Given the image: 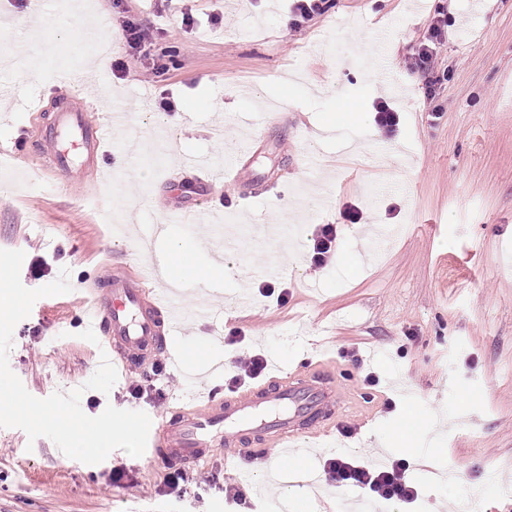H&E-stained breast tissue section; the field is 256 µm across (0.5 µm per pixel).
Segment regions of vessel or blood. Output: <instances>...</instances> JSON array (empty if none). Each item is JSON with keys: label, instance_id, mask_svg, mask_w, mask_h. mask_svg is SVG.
I'll use <instances>...</instances> for the list:
<instances>
[{"label": "vessel or blood", "instance_id": "b4317fda", "mask_svg": "<svg viewBox=\"0 0 512 512\" xmlns=\"http://www.w3.org/2000/svg\"><path fill=\"white\" fill-rule=\"evenodd\" d=\"M80 84V79H73L68 110L59 113L44 131L49 165L51 170L65 172L77 166L88 168L100 172L108 183L112 169L103 145L111 141L112 128L122 116L115 113L108 121L89 122L91 101L80 91ZM250 153V146L245 145L221 164L189 157L183 165L200 172L209 188H223ZM213 209L214 203L208 198L179 210L176 217L181 224L208 225L212 251L220 260L224 257V237L221 225L210 221ZM159 274L155 265L137 273L126 270L109 278L107 287L94 290L95 307L83 319L82 327L86 334L98 339L115 369L130 370L135 357L158 345L182 318L173 290L162 294L147 290V282ZM339 404L329 379H305L276 366L263 385L224 398L213 395L204 411L182 408L152 422L147 446L167 449L171 457L182 462L206 461L211 448L223 449L225 457L234 458L239 454L238 436L244 428L251 427L280 444L282 451L276 467L298 461L308 472L312 469L311 453L305 440L312 434V425L323 430L334 426Z\"/></svg>", "mask_w": 512, "mask_h": 512}]
</instances>
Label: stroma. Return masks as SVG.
I'll list each match as a JSON object with an SVG mask.
<instances>
[{"label":"stroma","instance_id":"stroma-1","mask_svg":"<svg viewBox=\"0 0 512 512\" xmlns=\"http://www.w3.org/2000/svg\"><path fill=\"white\" fill-rule=\"evenodd\" d=\"M309 27L290 30L288 0H188L201 26L184 57L169 72L165 90L178 110L157 117L161 90L135 75L96 70L89 44L72 37L71 0H0V23L23 14L31 32L53 47L51 58L21 72L13 59L30 44L14 33L1 41L0 249L25 254L21 281L49 284L61 268L73 289L113 270L149 264L145 236L165 223L175 205L204 195L187 157H222L256 127L265 135L246 160L239 185L226 190L239 203L225 215L228 271L216 286L212 316L198 323L203 284L178 291L185 316L156 359L178 372L183 343L194 336H226L239 319L253 318L251 338L268 363L297 368L324 361L339 396L354 408L326 437L310 438L321 459L353 454L375 462L407 410L419 427L414 445L438 448L436 464L400 449L390 460L408 465L419 490L415 503L388 502L382 512H459L460 498L480 490L479 512H512L501 478H512V0H334ZM448 10L439 58L448 79L435 89L440 118L423 112L426 81L397 64L422 37L437 5ZM82 13L95 37L112 36V57L123 48L112 0H85ZM79 75L98 109L126 115L113 131L110 153L150 127L164 129L166 151L146 148L148 177L133 180L114 168L111 185L59 172L37 175L41 130L67 101L60 78ZM387 100L400 115L393 134L374 123L373 105ZM288 101L279 121L267 116ZM293 203L281 221L287 241L267 238L279 201ZM358 206L365 224L344 220ZM337 227L338 249L328 267L312 270L306 247L316 225ZM285 270L278 288L292 289L282 314L263 315L267 300L257 287L266 265ZM356 349V358L345 355ZM12 371L27 391L45 398L83 385L81 408L89 416L106 407L170 416L188 381L167 391L164 406L131 381L151 362L119 374L109 392L86 389L96 371L95 345L82 336L70 295L38 299L13 333ZM379 379L364 385L366 375ZM446 416L439 430L436 415ZM353 433H344V426ZM255 434H245L238 458L213 448L200 466L179 464L166 451L148 458L113 450L88 465L65 456L48 438L29 440L18 428H0V512H228L224 481L253 463ZM128 479L110 485L113 466ZM452 468L447 484L434 466ZM213 476L184 495L167 493L174 470Z\"/></svg>","mask_w":512,"mask_h":512}]
</instances>
